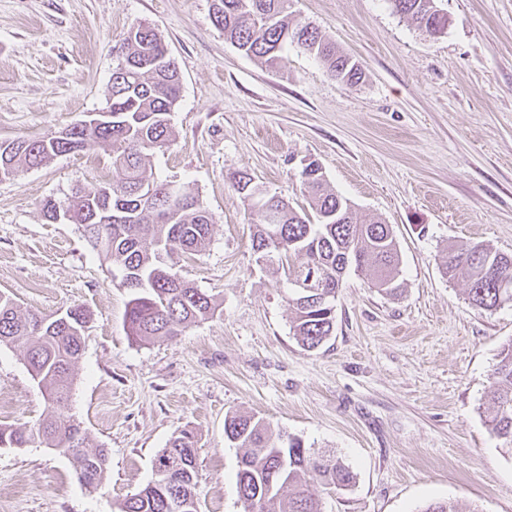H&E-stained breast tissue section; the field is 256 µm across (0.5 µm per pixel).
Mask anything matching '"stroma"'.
<instances>
[{"instance_id":"1","label":"stroma","mask_w":512,"mask_h":512,"mask_svg":"<svg viewBox=\"0 0 512 512\" xmlns=\"http://www.w3.org/2000/svg\"><path fill=\"white\" fill-rule=\"evenodd\" d=\"M448 25L415 30L387 0H292L364 71L355 86L291 48L270 66L212 22V0H0V141L46 136L108 105L113 51L136 23L156 29L179 69L170 142L153 176L187 182L216 218L211 241L176 268L219 310L178 336L127 334L128 289L77 225L48 222L45 199L113 179L112 150L90 145L0 181V294L44 313L80 306L90 321L70 408L108 452L88 492L71 456L40 443L0 447V512H120L182 428L198 436L199 512H241L233 414L335 451L354 483L324 512H512V454L485 422L484 392L512 305L471 307L443 276L449 245L512 253V0H438ZM358 217L391 225L401 295L348 271L335 325L318 349L291 330L292 286L252 248L244 173L295 209L309 207L305 160ZM47 411L21 348L0 345V424Z\"/></svg>"}]
</instances>
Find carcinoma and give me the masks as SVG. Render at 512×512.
<instances>
[{
	"label": "carcinoma",
	"instance_id": "obj_1",
	"mask_svg": "<svg viewBox=\"0 0 512 512\" xmlns=\"http://www.w3.org/2000/svg\"><path fill=\"white\" fill-rule=\"evenodd\" d=\"M392 11L431 36L443 30L447 18L430 11V0H386ZM291 0H212V14L224 37L245 55L268 65L284 60L292 46L319 58L328 74L348 85L358 84L363 70L336 48L318 28L292 15ZM108 109L112 124L67 128V136L0 141V174H17L91 144L112 147V167L118 184L112 192V223L100 235V200L96 183L78 184L63 201L68 222L83 228L91 248L118 266L130 288L126 324L129 335L143 342L169 339L219 310L214 298L202 293L175 269L180 252L203 251L210 243L215 218L188 183L158 181L146 175L149 152L172 135L171 112L180 96L178 67L156 30L132 25L116 49ZM299 179L310 198L312 213L295 210L283 197L271 194L246 174L235 188L251 202L257 221L254 252L282 264L292 281L306 286L288 300L296 340L306 349L319 348L335 324L333 300L340 266H350L387 294L401 288L400 251L390 225L376 218L360 220L351 206L328 185L324 173L301 170ZM444 275L466 285L470 305L479 311L502 307L497 288L512 281V254L478 243L448 246ZM88 323L85 309L74 306L59 314L22 310L0 295V344L23 348L33 379L49 403L46 416L33 426L0 425V443L23 448L37 441L72 455L78 481L99 490L106 478L105 449H86V434L68 412L74 366L83 350ZM488 425L512 453V342L503 346L485 395ZM230 444L243 449L237 473L239 496L264 498L259 512H323V495L348 489L354 480L349 467L305 447L298 438L274 431L253 416L224 419ZM197 440L182 429L157 455L154 477L127 498L121 512H171L182 496L184 512H198L196 500Z\"/></svg>",
	"mask_w": 512,
	"mask_h": 512
}]
</instances>
